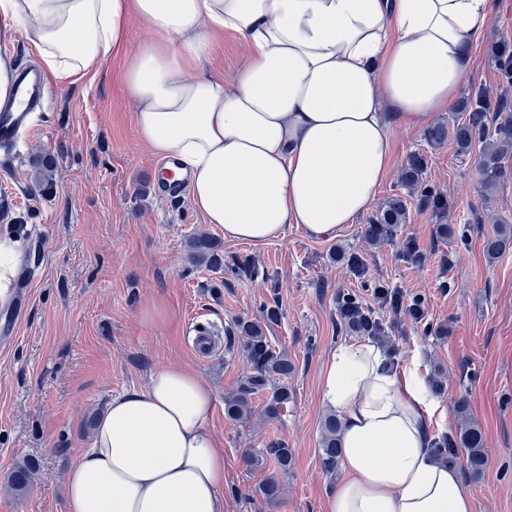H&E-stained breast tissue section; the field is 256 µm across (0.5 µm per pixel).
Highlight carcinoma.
<instances>
[{
    "instance_id": "obj_1",
    "label": "carcinoma",
    "mask_w": 512,
    "mask_h": 512,
    "mask_svg": "<svg viewBox=\"0 0 512 512\" xmlns=\"http://www.w3.org/2000/svg\"><path fill=\"white\" fill-rule=\"evenodd\" d=\"M473 112L472 121L459 127L456 131V141L461 150H467L475 141L492 146L498 138L512 134V124L508 118L490 127L481 119L485 112H512V106L502 101L492 105L482 94L471 96L462 102V109ZM424 159L418 155L412 156L404 172V182L420 188L422 196L432 199V205L442 210L444 201L422 182ZM476 174L486 184L496 181L499 167L494 158L489 157L481 161ZM406 216L405 200L396 194L389 199L381 214L366 225L364 233L370 238H384L391 233L394 224L403 223ZM189 263L193 266H206L211 271L224 268V254L213 237L198 234L191 239ZM232 271L239 277L252 279L258 275V269L248 255L237 256L233 261ZM338 312L348 310L351 315L343 319V328L348 333L368 335L381 330L379 322L370 321L359 310L360 302L354 293H341L337 297ZM280 320L279 306L264 305L261 320H239L234 323L232 334L227 337V344L238 349L246 355L250 362V372L245 377L238 392L225 400L224 412L234 421L247 419L252 414L251 396L259 391L271 390V398L265 408L269 418L279 415L283 405L288 403V387L282 384V379L293 372V363L288 354L274 349L266 336L267 327ZM342 424L334 415H328L322 423L321 465L327 473L336 472L339 454V442ZM438 450L442 454L451 452L462 460V464L473 473L478 474L485 465V449L481 431L475 426H467L460 430L457 439L446 438L437 442ZM291 459V449L282 440L274 439L267 442L251 456V464L261 466L269 461L274 462L281 471L288 470Z\"/></svg>"
}]
</instances>
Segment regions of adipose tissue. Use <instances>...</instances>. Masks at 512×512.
Segmentation results:
<instances>
[{
    "instance_id": "1",
    "label": "adipose tissue",
    "mask_w": 512,
    "mask_h": 512,
    "mask_svg": "<svg viewBox=\"0 0 512 512\" xmlns=\"http://www.w3.org/2000/svg\"><path fill=\"white\" fill-rule=\"evenodd\" d=\"M491 0H0V41L22 28L60 80L120 53L130 17L148 36L123 81L140 140L188 173L186 193L229 241L261 244L297 224L332 238L387 178L392 120L451 110ZM245 56L204 71L218 31ZM342 421L340 477L325 512H473L459 467L438 459L446 420L418 356L391 364L345 342L321 372ZM213 389L178 365L112 398L93 445L64 472L67 512H224Z\"/></svg>"
}]
</instances>
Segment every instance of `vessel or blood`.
Segmentation results:
<instances>
[{
    "label": "vessel or blood",
    "mask_w": 512,
    "mask_h": 512,
    "mask_svg": "<svg viewBox=\"0 0 512 512\" xmlns=\"http://www.w3.org/2000/svg\"><path fill=\"white\" fill-rule=\"evenodd\" d=\"M46 89L47 79L39 70L28 67L18 70L12 102L0 110V147L11 148L21 132L28 130L29 116L41 108ZM153 185L161 196L171 199L178 198L185 190L162 167L158 168Z\"/></svg>",
    "instance_id": "1"
}]
</instances>
